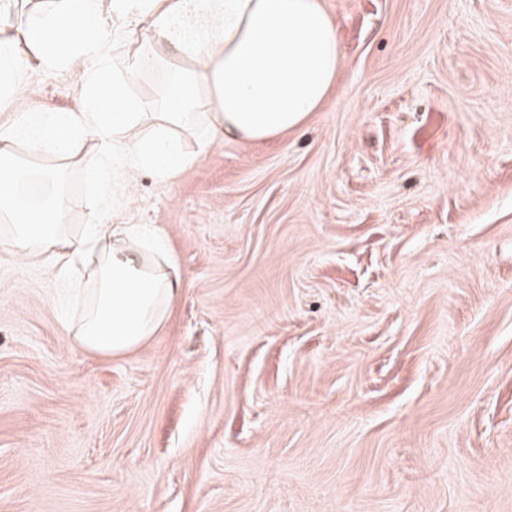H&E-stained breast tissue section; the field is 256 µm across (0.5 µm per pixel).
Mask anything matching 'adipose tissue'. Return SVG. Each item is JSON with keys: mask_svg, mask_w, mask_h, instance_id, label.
<instances>
[{"mask_svg": "<svg viewBox=\"0 0 512 512\" xmlns=\"http://www.w3.org/2000/svg\"><path fill=\"white\" fill-rule=\"evenodd\" d=\"M151 33L156 51L112 73L106 17ZM182 60L163 105L143 111L131 77L158 58ZM80 66L85 83L74 109L51 112L20 100L17 74ZM341 66L337 25L320 0H45L21 28L0 9V247L54 277H86L69 334L85 352L121 356L165 322L178 291L163 261L165 240L144 224L69 225L62 198L24 201L15 168L21 152L54 156L55 174L77 159L102 183L111 166L126 178L143 168L169 181L198 163L217 137L258 142L302 125L328 99ZM150 122L153 132L134 130ZM203 129L192 149L175 137Z\"/></svg>", "mask_w": 512, "mask_h": 512, "instance_id": "ef3b65f1", "label": "adipose tissue"}]
</instances>
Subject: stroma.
<instances>
[{"mask_svg":"<svg viewBox=\"0 0 512 512\" xmlns=\"http://www.w3.org/2000/svg\"><path fill=\"white\" fill-rule=\"evenodd\" d=\"M321 2L342 69L300 127L129 201L68 170L71 224L167 241L145 345L74 349L66 285L0 250V512H512V0Z\"/></svg>","mask_w":512,"mask_h":512,"instance_id":"obj_1","label":"stroma"}]
</instances>
